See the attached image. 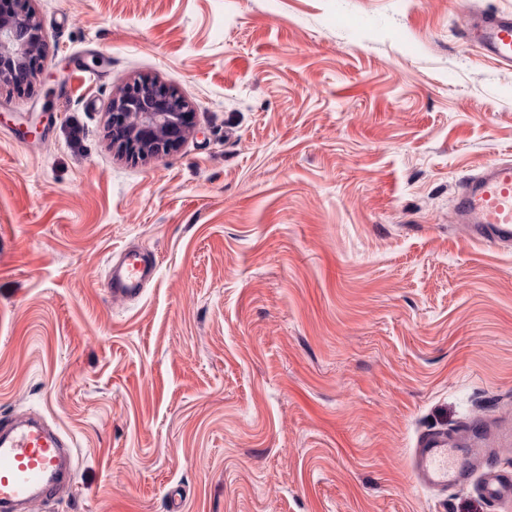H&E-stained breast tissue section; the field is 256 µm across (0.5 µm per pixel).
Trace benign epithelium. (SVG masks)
Masks as SVG:
<instances>
[{"label": "benign epithelium", "instance_id": "7a95c632", "mask_svg": "<svg viewBox=\"0 0 512 512\" xmlns=\"http://www.w3.org/2000/svg\"><path fill=\"white\" fill-rule=\"evenodd\" d=\"M49 54L27 0L0 13V79L32 72ZM113 144L133 156L154 157L175 148L189 126L188 104L175 90L143 77L127 86L110 105Z\"/></svg>", "mask_w": 512, "mask_h": 512}]
</instances>
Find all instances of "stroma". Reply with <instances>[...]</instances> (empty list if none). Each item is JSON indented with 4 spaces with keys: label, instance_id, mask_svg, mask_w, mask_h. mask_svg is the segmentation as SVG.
<instances>
[{
    "label": "stroma",
    "instance_id": "stroma-1",
    "mask_svg": "<svg viewBox=\"0 0 512 512\" xmlns=\"http://www.w3.org/2000/svg\"><path fill=\"white\" fill-rule=\"evenodd\" d=\"M52 51L0 82V421L44 417L70 487L30 512H512L415 482L428 432L512 470V245L461 180L512 159V0H30ZM142 77L188 103L112 144ZM152 255L115 301L112 260ZM463 41L503 64L512 65V12L474 13ZM113 144L133 156L169 152L189 126L188 104L174 89L143 77L127 86L110 105Z\"/></svg>",
    "mask_w": 512,
    "mask_h": 512
}]
</instances>
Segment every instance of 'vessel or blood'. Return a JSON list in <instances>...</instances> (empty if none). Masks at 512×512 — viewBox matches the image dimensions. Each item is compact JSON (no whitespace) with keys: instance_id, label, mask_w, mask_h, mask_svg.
I'll list each match as a JSON object with an SVG mask.
<instances>
[{"instance_id":"obj_1","label":"vessel or blood","mask_w":512,"mask_h":512,"mask_svg":"<svg viewBox=\"0 0 512 512\" xmlns=\"http://www.w3.org/2000/svg\"><path fill=\"white\" fill-rule=\"evenodd\" d=\"M463 40L512 65V12L474 13ZM454 213L473 239L490 246L511 242L512 162H497L469 176L456 194ZM153 272L150 263L131 254L113 269L105 287L112 298L130 300L142 293ZM66 447L61 435L43 421L16 419L1 424L0 512L54 497ZM465 454V460H458L447 437L428 435L413 450L411 474L421 486L445 490L463 484L474 471L483 498L493 504L512 503V471L491 465L487 448H469Z\"/></svg>"}]
</instances>
